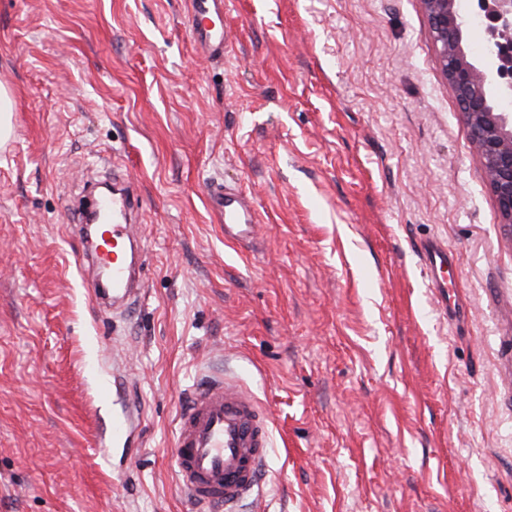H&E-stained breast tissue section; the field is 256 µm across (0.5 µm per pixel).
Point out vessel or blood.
Segmentation results:
<instances>
[{"label": "vessel or blood", "mask_w": 512, "mask_h": 512, "mask_svg": "<svg viewBox=\"0 0 512 512\" xmlns=\"http://www.w3.org/2000/svg\"><path fill=\"white\" fill-rule=\"evenodd\" d=\"M189 33L195 48L221 62L232 49L224 23V0H188ZM208 207L224 226V238H250L259 222L252 201L242 190L218 180L204 185ZM137 185L116 177L112 192L98 194L73 214L69 231L81 240H93L80 259L79 274L99 307L122 314L144 294ZM431 273V285L444 290L448 283L436 275L448 262V248L431 241L421 252ZM272 416L238 380L215 376L202 381L176 417L173 432L178 486L200 512H232L243 498L256 495L259 474L271 448ZM135 413L124 408L112 418V437L131 438Z\"/></svg>", "instance_id": "1"}]
</instances>
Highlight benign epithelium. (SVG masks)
<instances>
[{
	"instance_id": "7a95c632",
	"label": "benign epithelium",
	"mask_w": 512,
	"mask_h": 512,
	"mask_svg": "<svg viewBox=\"0 0 512 512\" xmlns=\"http://www.w3.org/2000/svg\"><path fill=\"white\" fill-rule=\"evenodd\" d=\"M420 2L443 77L482 163L501 223L512 225V113L498 106V101L512 97V66L505 63L509 51L491 43L484 64L472 63L462 48L463 22L457 0Z\"/></svg>"
}]
</instances>
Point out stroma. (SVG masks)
Instances as JSON below:
<instances>
[{
	"label": "stroma",
	"mask_w": 512,
	"mask_h": 512,
	"mask_svg": "<svg viewBox=\"0 0 512 512\" xmlns=\"http://www.w3.org/2000/svg\"><path fill=\"white\" fill-rule=\"evenodd\" d=\"M186 2L0 0V512H192L174 419L221 373L273 415L256 512H512V230L419 0H228L221 64ZM122 164L148 285L123 320L67 228ZM211 178L253 197L250 240ZM0 143L7 142L13 134L10 92L0 85ZM204 191L208 207L224 224V241L242 242L254 234L259 223L257 210L242 190L209 180ZM421 261L431 277V286L436 288L438 293H444L448 288V282L437 276V270L441 271L448 263V247L439 241H430L421 251ZM135 430V413L129 407L125 406L122 413L112 416V439L122 440L125 443L132 437Z\"/></svg>",
	"instance_id": "35a3bbf8"
}]
</instances>
